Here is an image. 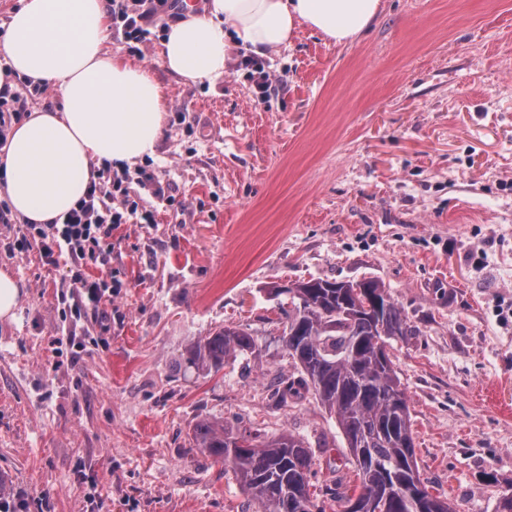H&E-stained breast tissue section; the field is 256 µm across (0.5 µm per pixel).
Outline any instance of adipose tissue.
<instances>
[{"label":"adipose tissue","instance_id":"1","mask_svg":"<svg viewBox=\"0 0 512 512\" xmlns=\"http://www.w3.org/2000/svg\"><path fill=\"white\" fill-rule=\"evenodd\" d=\"M381 0H208L169 25L161 65L195 84L223 77L232 44L256 54L288 43L299 26L353 43ZM107 0H20L0 33V90L48 84L61 106L36 110L0 143V194L25 224L61 220L85 197L96 167L153 155L167 99L152 68L108 54Z\"/></svg>","mask_w":512,"mask_h":512}]
</instances>
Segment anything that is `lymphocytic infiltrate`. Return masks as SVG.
<instances>
[{"label":"lymphocytic infiltrate","mask_w":512,"mask_h":512,"mask_svg":"<svg viewBox=\"0 0 512 512\" xmlns=\"http://www.w3.org/2000/svg\"><path fill=\"white\" fill-rule=\"evenodd\" d=\"M168 0H109L112 23L121 27L126 41L149 44V27ZM121 181L112 179L108 170L97 171L90 190L63 223L31 224L15 243L17 253L39 248L48 264L65 265L70 285L78 293L85 309L99 311L105 295L103 282L90 279L87 266L106 262L112 253V227L126 223L137 213L136 202L125 201L123 209L112 205L122 193Z\"/></svg>","instance_id":"obj_1"}]
</instances>
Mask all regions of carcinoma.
Segmentation results:
<instances>
[{
	"label": "carcinoma",
	"instance_id": "carcinoma-1",
	"mask_svg": "<svg viewBox=\"0 0 512 512\" xmlns=\"http://www.w3.org/2000/svg\"><path fill=\"white\" fill-rule=\"evenodd\" d=\"M294 299L283 337L288 356L336 423L354 459V479L325 487L333 512H457L420 477L410 407L386 351L410 332L405 316L376 279H310L278 288ZM244 328L224 327L188 350L197 368L218 371L255 349ZM194 447L232 472L257 512H325L311 493L313 455L291 434L260 440L209 419L193 430Z\"/></svg>",
	"mask_w": 512,
	"mask_h": 512
}]
</instances>
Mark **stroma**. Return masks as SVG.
Wrapping results in <instances>:
<instances>
[{
  "mask_svg": "<svg viewBox=\"0 0 512 512\" xmlns=\"http://www.w3.org/2000/svg\"><path fill=\"white\" fill-rule=\"evenodd\" d=\"M168 26L141 55L117 29L105 45L154 68L168 123L117 172L138 212L88 269L112 286L102 313L61 317L66 267L18 255L24 225L0 221V268L26 292L0 320V484L27 512H256L194 448L203 418L301 437L314 485L348 480L312 389L272 394L301 377L273 289L374 278L413 329L388 353L422 480L459 512H495L512 486V0H382L349 46L299 27L263 58V100L240 47L211 85L161 68ZM227 326L255 349L190 367L187 349Z\"/></svg>",
  "mask_w": 512,
  "mask_h": 512,
  "instance_id": "obj_1",
  "label": "stroma"
}]
</instances>
